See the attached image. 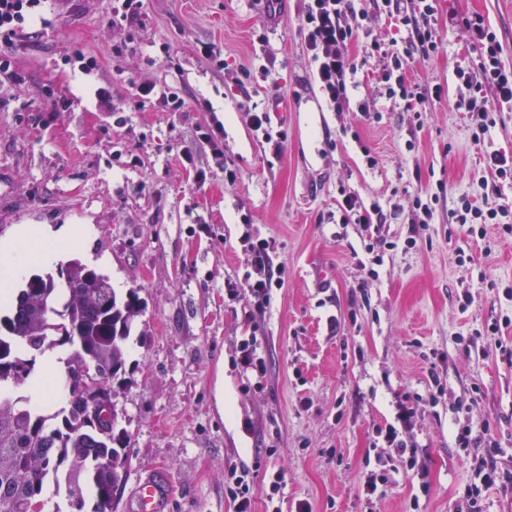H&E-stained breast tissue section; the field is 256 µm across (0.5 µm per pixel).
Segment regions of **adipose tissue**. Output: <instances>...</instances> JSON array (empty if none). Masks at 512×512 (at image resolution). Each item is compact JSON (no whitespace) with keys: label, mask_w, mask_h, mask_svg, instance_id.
Here are the masks:
<instances>
[{"label":"adipose tissue","mask_w":512,"mask_h":512,"mask_svg":"<svg viewBox=\"0 0 512 512\" xmlns=\"http://www.w3.org/2000/svg\"><path fill=\"white\" fill-rule=\"evenodd\" d=\"M90 237L91 229L84 224L60 229L16 228L11 239L0 242V288L8 289L20 281L33 265L60 262L70 252L84 248ZM61 385L55 354L44 353L26 381L32 405L40 406L50 397L61 398Z\"/></svg>","instance_id":"1"}]
</instances>
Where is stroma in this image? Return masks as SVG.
I'll list each match as a JSON object with an SVG mask.
<instances>
[{"label": "stroma", "instance_id": "35a3bbf8", "mask_svg": "<svg viewBox=\"0 0 512 512\" xmlns=\"http://www.w3.org/2000/svg\"><path fill=\"white\" fill-rule=\"evenodd\" d=\"M304 6L287 0L273 30L265 0H143L139 21L115 27L112 0H47L43 23L8 51L0 240L21 224L90 225L88 248L107 259L100 273L142 301L146 341L130 346L118 398L132 457L122 512H136L147 479L164 484V512H233L234 466L249 472L253 512H294L301 500L311 512H468L471 469L454 436L469 422L487 426L512 470V322H502L512 319V234L490 224L470 237L452 220L461 195L482 200L487 156L512 155V112L477 142L454 107V71L475 58L459 20L481 14L512 67V0H441V47L408 71L421 88L442 89L419 117L387 98L383 62L369 54L372 42L405 38L386 17L351 46L349 102L331 111L305 46ZM79 53L96 67L81 70ZM142 84L178 95L183 111L140 99ZM365 105L378 119L364 120ZM255 106L270 113L265 131L251 124ZM216 121L220 159L203 138ZM438 183L430 222L415 223L416 196ZM346 193L381 204L387 220L370 232L396 249L366 251L361 227L341 221ZM246 230L272 241L284 266L255 322L245 295L224 288L243 280ZM496 321L497 340L483 337ZM252 333L261 375L239 362ZM433 369L444 388L435 403L425 398ZM415 393L405 439L417 465L406 472L379 431L399 426ZM372 452L395 469V488L368 504L359 484Z\"/></svg>", "mask_w": 512, "mask_h": 512}]
</instances>
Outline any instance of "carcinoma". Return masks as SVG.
<instances>
[{"label": "carcinoma", "instance_id": "carcinoma-1", "mask_svg": "<svg viewBox=\"0 0 512 512\" xmlns=\"http://www.w3.org/2000/svg\"><path fill=\"white\" fill-rule=\"evenodd\" d=\"M65 269V291L58 293L53 280L45 289L47 304L55 309L70 296L89 292L76 262ZM8 306L10 314L0 318V382L16 362L27 364L30 374L37 355L66 345L73 347L66 366L82 354L90 370L112 369L106 384L125 380L129 340L142 312L135 290L124 296L113 291L107 303L73 308L62 317L22 308L18 291L8 296ZM68 323L79 341L61 336ZM24 410L17 414L15 398L0 393V512H29V504L41 500L46 484L54 481L58 466L71 477L66 500L72 512H113L112 478L115 467L129 455L127 432L117 427L112 436H100L88 423L78 387L68 389L67 405L53 415L29 406Z\"/></svg>", "mask_w": 512, "mask_h": 512}]
</instances>
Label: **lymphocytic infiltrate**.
Masks as SVG:
<instances>
[{
  "label": "lymphocytic infiltrate",
  "instance_id": "obj_1",
  "mask_svg": "<svg viewBox=\"0 0 512 512\" xmlns=\"http://www.w3.org/2000/svg\"><path fill=\"white\" fill-rule=\"evenodd\" d=\"M439 0H383L384 11L397 28L409 30L403 48L385 49L372 43L371 50L384 59L382 80L388 98L405 102L408 110L425 111L427 97L405 77L406 68L415 58L435 55L441 46L438 19ZM44 0H0V77L10 76L6 53L14 39L27 26L40 20ZM365 9L354 0H308L301 18L306 48L314 65V78L332 109L338 110L348 100V89L357 72L349 45L360 28L370 22ZM462 26L470 36L476 53L474 65L457 67L456 78L462 89L455 101L458 111L469 113L472 137L481 140L496 126L501 113L512 112V68L501 58V43L491 25L480 14L462 17ZM274 246L260 240L248 249L251 271L244 286L249 298V313H265L271 303L272 289L281 287V264L273 258ZM455 443L476 474L467 489L469 512H483L486 492L494 487L512 488V473L498 461L500 447L487 426L464 425L457 428Z\"/></svg>",
  "mask_w": 512,
  "mask_h": 512
}]
</instances>
